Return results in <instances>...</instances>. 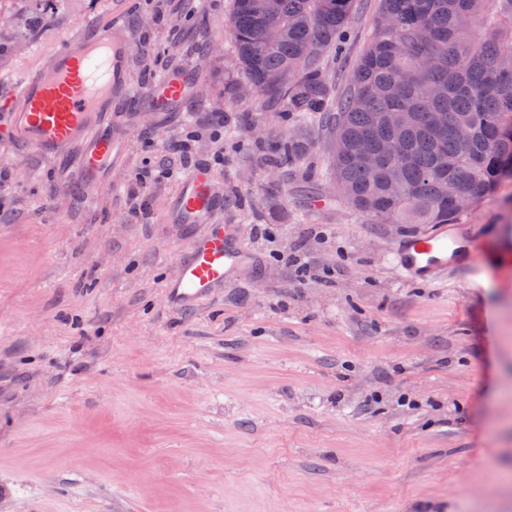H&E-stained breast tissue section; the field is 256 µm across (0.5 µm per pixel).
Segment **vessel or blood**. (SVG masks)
Listing matches in <instances>:
<instances>
[{"label": "vessel or blood", "mask_w": 512, "mask_h": 512, "mask_svg": "<svg viewBox=\"0 0 512 512\" xmlns=\"http://www.w3.org/2000/svg\"><path fill=\"white\" fill-rule=\"evenodd\" d=\"M42 56L43 63L25 72L12 94L0 98V146L23 143L46 158L80 148L78 173L88 186L100 171L122 164L130 108L143 100L157 117H165L182 105L198 80L196 68L189 65L133 88L125 28L116 20L78 40L61 41ZM223 214L224 199L213 188L208 170L190 169L174 194L169 221L196 224L200 230L165 284L168 306L195 309L243 266L245 247L222 224ZM456 244L447 226L441 225L394 248L391 262L410 277L428 280L447 272L448 253Z\"/></svg>", "instance_id": "obj_1"}]
</instances>
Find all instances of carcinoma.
Returning <instances> with one entry per match:
<instances>
[{
  "label": "carcinoma",
  "instance_id": "obj_1",
  "mask_svg": "<svg viewBox=\"0 0 512 512\" xmlns=\"http://www.w3.org/2000/svg\"><path fill=\"white\" fill-rule=\"evenodd\" d=\"M234 0L238 68L287 125L261 163L292 168L304 120L326 127L347 204L373 224H456L457 188L480 204L512 179V0H380L370 41L341 93L323 62L344 50L361 0ZM448 115L437 126L436 114ZM395 136L399 157L362 156Z\"/></svg>",
  "mask_w": 512,
  "mask_h": 512
}]
</instances>
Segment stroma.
<instances>
[{
	"label": "stroma",
	"mask_w": 512,
	"mask_h": 512,
	"mask_svg": "<svg viewBox=\"0 0 512 512\" xmlns=\"http://www.w3.org/2000/svg\"><path fill=\"white\" fill-rule=\"evenodd\" d=\"M379 6L362 0L328 74L351 71ZM233 7L170 0L159 19L152 0H0V96L36 48L112 18L132 84L201 73L181 111L142 113L94 192L73 190L72 157L0 149V512H512V180L454 227L478 245L476 286L465 255L403 277L386 257L427 225L350 209L325 128L305 125L311 178L258 167L279 107L235 92ZM191 127L189 163L210 169L250 260L178 311L163 287L193 229L166 221L176 183L141 185L148 224L128 187ZM299 249L317 279L296 278Z\"/></svg>",
	"instance_id": "stroma-1"
}]
</instances>
